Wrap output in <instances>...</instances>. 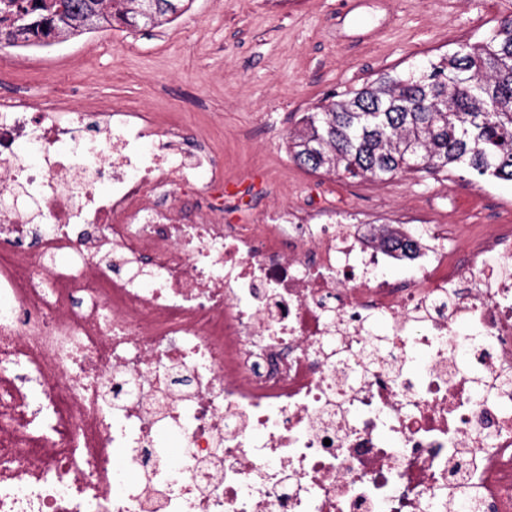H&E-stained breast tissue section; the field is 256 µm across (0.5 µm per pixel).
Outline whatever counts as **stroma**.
I'll list each match as a JSON object with an SVG mask.
<instances>
[{
	"mask_svg": "<svg viewBox=\"0 0 512 512\" xmlns=\"http://www.w3.org/2000/svg\"><path fill=\"white\" fill-rule=\"evenodd\" d=\"M511 12L512 0H193L161 27L116 25L20 48L22 65L0 93L78 85L205 133L224 152L225 178L253 197L231 214L239 224L260 223L305 192L373 219L508 224L510 181L464 169L387 181L313 173L291 158L288 136L326 95L409 71Z\"/></svg>",
	"mask_w": 512,
	"mask_h": 512,
	"instance_id": "1",
	"label": "stroma"
}]
</instances>
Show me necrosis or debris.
Instances as JSON below:
<instances>
[{
	"mask_svg": "<svg viewBox=\"0 0 512 512\" xmlns=\"http://www.w3.org/2000/svg\"><path fill=\"white\" fill-rule=\"evenodd\" d=\"M224 200L180 123L0 95V512H512V225Z\"/></svg>",
	"mask_w": 512,
	"mask_h": 512,
	"instance_id": "necrosis-or-debris-1",
	"label": "necrosis or debris"
}]
</instances>
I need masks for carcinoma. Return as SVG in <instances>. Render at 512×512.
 I'll return each mask as SVG.
<instances>
[{
    "label": "carcinoma",
    "instance_id": "1",
    "mask_svg": "<svg viewBox=\"0 0 512 512\" xmlns=\"http://www.w3.org/2000/svg\"><path fill=\"white\" fill-rule=\"evenodd\" d=\"M188 0H0V45L75 37L98 24L161 27ZM312 173L386 181L463 168L512 181V13L417 72L384 71L323 98L290 137Z\"/></svg>",
    "mask_w": 512,
    "mask_h": 512
}]
</instances>
